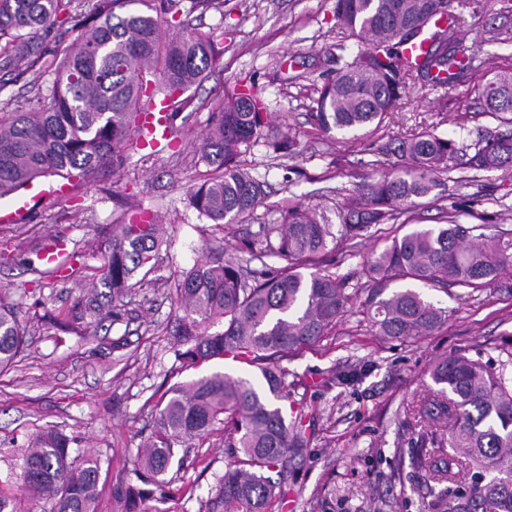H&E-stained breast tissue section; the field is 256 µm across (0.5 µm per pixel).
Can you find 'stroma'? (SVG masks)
<instances>
[{
  "label": "stroma",
  "instance_id": "35a3bbf8",
  "mask_svg": "<svg viewBox=\"0 0 512 512\" xmlns=\"http://www.w3.org/2000/svg\"><path fill=\"white\" fill-rule=\"evenodd\" d=\"M336 0H224L223 9L196 10L192 24L213 32L224 51L219 66L189 91L192 105L174 121L171 143L157 152L128 151L123 165L78 183L40 178L24 195L30 208L22 221L0 222V303L12 306L25 329L24 347L0 370V491L20 485L23 449L37 431L56 428L73 437L71 457L97 458L101 467L97 512H122L112 497L118 482L136 483L156 405L177 384L215 371L255 378L259 371L227 359L182 367L169 328L179 313L174 283L212 250L252 270L279 266L263 249L243 243L262 236V225L303 205L335 218L357 185L399 163L381 157L382 146L432 131L472 147L500 122L484 111L474 90L477 78L445 87L411 84L400 105L379 125L354 132L323 133L311 113L316 90L335 74L346 36L336 24ZM74 20L40 35L45 63L0 71V110L26 107L48 88L45 67L59 44L77 36ZM458 35L476 56L479 71L512 69V0H470ZM255 89L274 126L297 143L295 154L255 146L241 167L267 183L263 203L244 222L219 229L189 207L186 189L207 167L195 150L216 122L220 103ZM443 172L423 205L417 224H437L444 213L459 223L484 225L486 233L512 230V177L479 174L463 182ZM139 205L159 224L164 243L144 281L132 288L118 321L61 330L51 322L99 282L101 243L108 225L127 219ZM388 232L347 242L336 250L333 273L349 290L368 287L367 261L387 243ZM66 245L72 276L37 280L29 270L43 247ZM421 293L448 312L438 334L410 342L376 336L360 305H351L335 336L288 361L293 398L310 422L308 453L288 482L291 492L273 512H423L428 495L419 466L410 410L433 392L434 361L461 351L473 358L512 352V294L494 284L483 290L425 287ZM360 370L352 385L337 373ZM224 426L194 441L184 463L171 467L155 488L151 512H208L210 491L230 465Z\"/></svg>",
  "mask_w": 512,
  "mask_h": 512
}]
</instances>
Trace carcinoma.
<instances>
[{
    "instance_id": "obj_1",
    "label": "carcinoma",
    "mask_w": 512,
    "mask_h": 512,
    "mask_svg": "<svg viewBox=\"0 0 512 512\" xmlns=\"http://www.w3.org/2000/svg\"><path fill=\"white\" fill-rule=\"evenodd\" d=\"M182 0H0V70L28 57L40 61L36 39L55 29L59 15L80 12L83 24L74 46L50 63L47 101L0 116V198L35 180L58 175L85 179L100 168L122 164L124 151L138 147L136 130L144 102L174 101L216 67L223 55L210 32L182 19ZM442 0H336V19L347 37L364 48L339 45L335 76L318 90L312 113L318 129L355 131L381 123L417 78L443 86L475 70L457 35V16L426 4ZM141 4L147 11L116 10ZM484 111L512 125V72L490 73L478 85ZM273 151H293L276 136L262 101L241 92L224 103L218 122L198 143L210 167L190 189L188 205L213 224H235L261 204L264 182L239 164L259 141ZM406 159L356 187L355 200L338 209V224L305 206L288 208L278 224H265V250L285 264L247 275L224 260V250L182 273L175 292L183 314L170 334L185 367L215 358L254 366L260 378L216 372L170 390L157 405L151 444L136 469L140 488L118 482L112 497L126 512L166 474L176 444L186 447L224 423V447L234 464L213 489L208 512H268L290 492L288 470L310 443L305 416H286L277 400L292 397L282 361L335 335L357 294L346 280L320 268L336 245L366 236L389 223L408 228L367 267L366 311L376 335L408 341L437 333L448 311L412 288L389 291L392 283L460 286L481 290L512 269V232L492 235L484 225L416 224L401 217L429 196L437 174L457 166L476 174L512 173V131L488 132L466 153L451 138L414 134L398 147ZM163 244L158 225L134 215L114 224L105 243L100 294L81 299L64 319L66 330L85 320L119 317L118 305L140 269L152 270ZM224 330L211 333L216 323ZM24 343L16 312L0 304V366L13 363ZM440 389L416 410V443L433 451L420 459L428 480L430 512H512V353L485 361L465 353L437 359L430 371ZM448 428L440 430L441 421ZM71 438L57 429L35 434L23 454L21 485L28 494L55 502L52 512H96L100 465L94 458L70 459ZM275 469L278 480L266 472Z\"/></svg>"
}]
</instances>
